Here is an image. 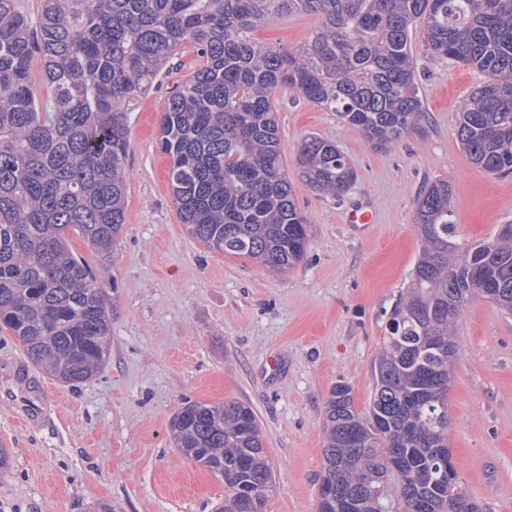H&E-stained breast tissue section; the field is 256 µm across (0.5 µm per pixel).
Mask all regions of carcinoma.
Returning <instances> with one entry per match:
<instances>
[{
    "instance_id": "cac0c4a2",
    "label": "carcinoma",
    "mask_w": 512,
    "mask_h": 512,
    "mask_svg": "<svg viewBox=\"0 0 512 512\" xmlns=\"http://www.w3.org/2000/svg\"><path fill=\"white\" fill-rule=\"evenodd\" d=\"M317 15L297 47L263 42L270 20ZM434 57L484 75L460 112L472 164L512 172V0H0V332L75 386L111 341L102 284L68 234L112 254L125 220L128 110L185 47L200 59L165 101L159 148L180 223L205 248L272 271L299 262L308 225L283 165L276 92L332 112L377 147L419 125L424 104L411 33ZM39 56L51 99L34 95ZM307 185L341 198L357 174L332 141L303 139ZM452 187L416 202L422 242L374 364L369 407L334 385L325 409L319 512H479L448 482V363L455 319L475 297L512 313V223L478 243L448 219ZM170 429L180 452L224 481L219 512H262L272 471L253 409L188 401Z\"/></svg>"
}]
</instances>
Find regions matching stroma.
<instances>
[{"label": "stroma", "mask_w": 512, "mask_h": 512, "mask_svg": "<svg viewBox=\"0 0 512 512\" xmlns=\"http://www.w3.org/2000/svg\"><path fill=\"white\" fill-rule=\"evenodd\" d=\"M318 16L283 17L259 39L304 42ZM425 112L418 129L386 148L301 95H277L288 180L309 225L303 258L277 274L211 251L180 224L158 147L163 104L197 65L192 48L171 58L156 87L129 108L125 224L101 260L78 235L105 287L112 323L107 366L70 387L36 368L0 332V512H215L224 482L177 451L169 422L189 400L237 401L256 413L273 463L262 512H318L326 401L351 388L358 410L373 390L389 312L407 287L421 242L415 227L424 187L445 179L451 219L479 241L512 221V174L490 175L463 151L456 125L482 82L478 71L431 57L412 34ZM316 135L339 146L358 178L344 197L311 190L295 152ZM371 209L369 224L347 212ZM448 390V445L460 480L481 512H512V315L473 299L456 325Z\"/></svg>", "instance_id": "obj_1"}]
</instances>
